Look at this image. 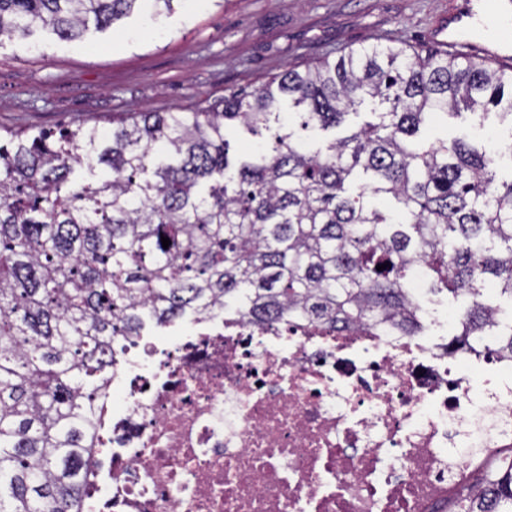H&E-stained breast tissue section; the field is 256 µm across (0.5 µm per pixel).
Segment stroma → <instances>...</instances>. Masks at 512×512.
I'll list each match as a JSON object with an SVG mask.
<instances>
[{
    "label": "stroma",
    "mask_w": 512,
    "mask_h": 512,
    "mask_svg": "<svg viewBox=\"0 0 512 512\" xmlns=\"http://www.w3.org/2000/svg\"><path fill=\"white\" fill-rule=\"evenodd\" d=\"M452 0H176L171 16L121 20L105 32L0 45V128L110 129L131 112H192L331 51L406 44L436 49L428 31ZM512 141L496 116L422 130Z\"/></svg>",
    "instance_id": "stroma-1"
}]
</instances>
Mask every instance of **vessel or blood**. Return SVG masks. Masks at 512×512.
Returning <instances> with one entry per match:
<instances>
[{"mask_svg": "<svg viewBox=\"0 0 512 512\" xmlns=\"http://www.w3.org/2000/svg\"><path fill=\"white\" fill-rule=\"evenodd\" d=\"M444 49L512 68V0H456L432 32Z\"/></svg>", "mask_w": 512, "mask_h": 512, "instance_id": "obj_1", "label": "vessel or blood"}]
</instances>
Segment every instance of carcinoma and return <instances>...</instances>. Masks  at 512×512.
Here are the masks:
<instances>
[{
  "label": "carcinoma",
  "instance_id": "obj_1",
  "mask_svg": "<svg viewBox=\"0 0 512 512\" xmlns=\"http://www.w3.org/2000/svg\"><path fill=\"white\" fill-rule=\"evenodd\" d=\"M142 2L0 0V43L38 28L74 40ZM368 102L374 120L316 150L296 137L295 124L334 130ZM492 108L512 130V74L486 60L367 45L190 114L4 131L0 512H82L89 411L117 342L145 327L230 311L413 336L421 264L426 292L471 299L460 345L512 358V319L488 302L512 298V179L483 143L409 142ZM230 127L274 133L232 157ZM476 487L466 512H512V464Z\"/></svg>",
  "mask_w": 512,
  "mask_h": 512
}]
</instances>
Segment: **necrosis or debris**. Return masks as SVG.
Instances as JSON below:
<instances>
[{"instance_id":"4bbe7bcc","label":"necrosis or debris","mask_w":512,"mask_h":512,"mask_svg":"<svg viewBox=\"0 0 512 512\" xmlns=\"http://www.w3.org/2000/svg\"><path fill=\"white\" fill-rule=\"evenodd\" d=\"M84 512H462L512 462V360L235 314L123 340Z\"/></svg>"}]
</instances>
